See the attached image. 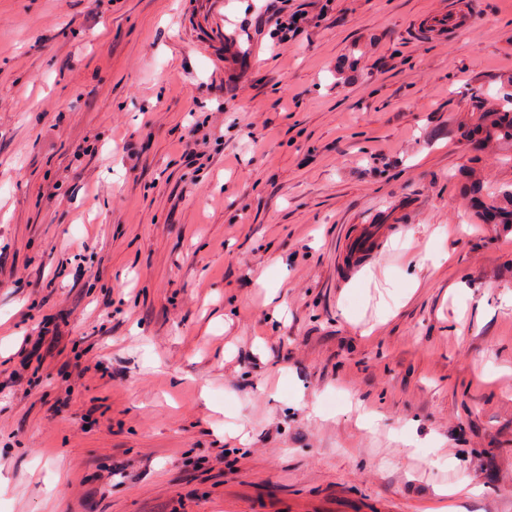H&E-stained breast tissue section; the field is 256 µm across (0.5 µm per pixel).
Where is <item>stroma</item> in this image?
<instances>
[{
  "mask_svg": "<svg viewBox=\"0 0 512 512\" xmlns=\"http://www.w3.org/2000/svg\"><path fill=\"white\" fill-rule=\"evenodd\" d=\"M448 2L0 0V512H512V0ZM469 0H450L446 18L423 17L414 26V34L422 39L451 38L470 21ZM284 10H278L275 16V34L279 36L280 41H289L296 36L302 29V24L306 20V14L300 11H294L288 14L286 19L282 18L281 13ZM299 16L298 20L295 17ZM394 229L392 224L357 225L348 236L341 255L340 265L346 279H354L378 253L382 252L390 236L389 231Z\"/></svg>",
  "mask_w": 512,
  "mask_h": 512,
  "instance_id": "stroma-1",
  "label": "stroma"
}]
</instances>
